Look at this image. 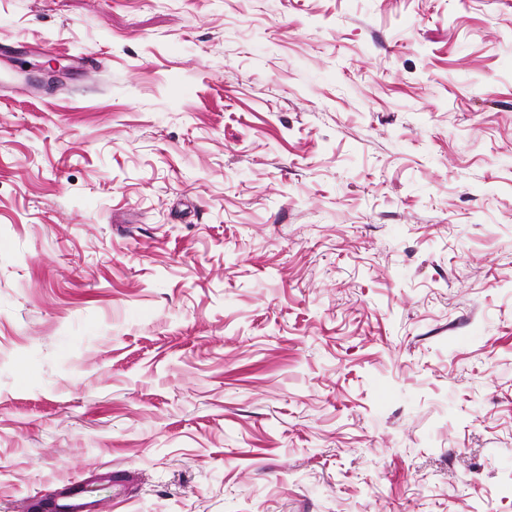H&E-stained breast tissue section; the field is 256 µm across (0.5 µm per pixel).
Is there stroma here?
I'll return each instance as SVG.
<instances>
[{
  "label": "stroma",
  "instance_id": "35a3bbf8",
  "mask_svg": "<svg viewBox=\"0 0 512 512\" xmlns=\"http://www.w3.org/2000/svg\"><path fill=\"white\" fill-rule=\"evenodd\" d=\"M83 479L512 512V0H0V512Z\"/></svg>",
  "mask_w": 512,
  "mask_h": 512
}]
</instances>
